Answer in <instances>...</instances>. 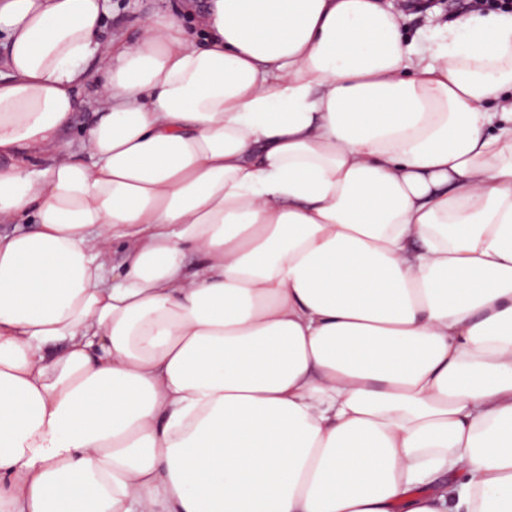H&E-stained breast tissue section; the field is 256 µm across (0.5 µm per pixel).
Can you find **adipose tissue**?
Listing matches in <instances>:
<instances>
[{"label": "adipose tissue", "instance_id": "1", "mask_svg": "<svg viewBox=\"0 0 512 512\" xmlns=\"http://www.w3.org/2000/svg\"><path fill=\"white\" fill-rule=\"evenodd\" d=\"M109 10L0 0V512H512V12ZM179 0H111V12L106 19V34L113 39L132 41L138 34L139 18L160 6L180 3ZM97 108L95 98L90 92L84 94V103L78 112L74 113L71 126L64 134V138L72 144H78L77 137L80 130L87 125L93 117V111Z\"/></svg>", "mask_w": 512, "mask_h": 512}]
</instances>
